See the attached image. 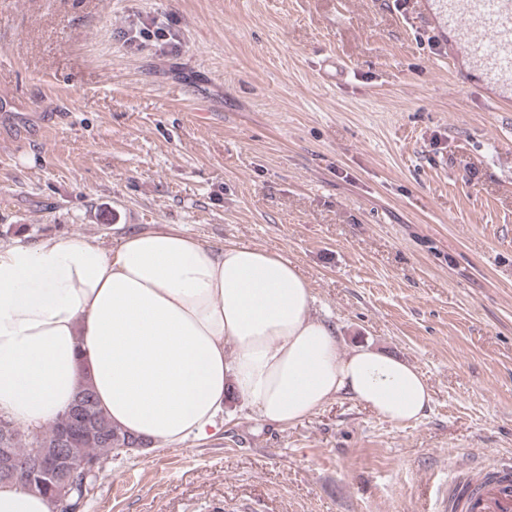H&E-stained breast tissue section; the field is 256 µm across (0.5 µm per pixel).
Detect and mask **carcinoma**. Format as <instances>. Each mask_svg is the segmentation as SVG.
<instances>
[{"label": "carcinoma", "mask_w": 512, "mask_h": 512, "mask_svg": "<svg viewBox=\"0 0 512 512\" xmlns=\"http://www.w3.org/2000/svg\"><path fill=\"white\" fill-rule=\"evenodd\" d=\"M34 446L48 454L63 447L75 458H112L135 452L145 444L112 425L98 407L93 386L84 381L74 403L42 430L26 432L13 420L0 416V448L8 449L17 462L16 470L0 471V482L19 480L28 490L52 501L55 484L36 470V461L29 456L30 448ZM98 480L95 473H76L70 479V495L62 505V512H81L90 489Z\"/></svg>", "instance_id": "1"}]
</instances>
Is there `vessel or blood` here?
Masks as SVG:
<instances>
[{
    "instance_id": "obj_1",
    "label": "vessel or blood",
    "mask_w": 512,
    "mask_h": 512,
    "mask_svg": "<svg viewBox=\"0 0 512 512\" xmlns=\"http://www.w3.org/2000/svg\"><path fill=\"white\" fill-rule=\"evenodd\" d=\"M415 13L449 60H462V83L512 102V0H412ZM437 512H512V467L468 469L443 495Z\"/></svg>"
}]
</instances>
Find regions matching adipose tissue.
<instances>
[{
    "label": "adipose tissue",
    "mask_w": 512,
    "mask_h": 512,
    "mask_svg": "<svg viewBox=\"0 0 512 512\" xmlns=\"http://www.w3.org/2000/svg\"><path fill=\"white\" fill-rule=\"evenodd\" d=\"M313 302L281 255L174 227L111 253L62 237L0 246V415L40 430L86 377L113 425L155 445L213 435L234 395L280 425L338 397L418 420L432 401L423 373L368 345L340 354Z\"/></svg>",
    "instance_id": "obj_1"
}]
</instances>
